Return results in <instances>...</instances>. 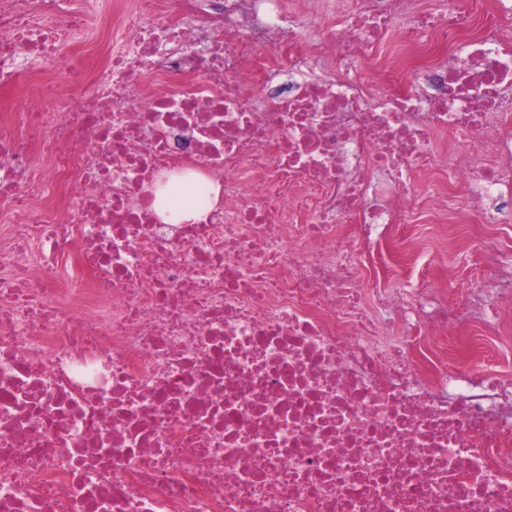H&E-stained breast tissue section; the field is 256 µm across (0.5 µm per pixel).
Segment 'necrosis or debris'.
<instances>
[{
  "label": "necrosis or debris",
  "instance_id": "obj_1",
  "mask_svg": "<svg viewBox=\"0 0 512 512\" xmlns=\"http://www.w3.org/2000/svg\"><path fill=\"white\" fill-rule=\"evenodd\" d=\"M400 6L336 0L323 38L285 0H133L86 66L87 0H0V87L51 66L0 128V512H512L487 355L512 265L487 258L499 302L463 316L390 284L419 204L512 223V0L484 37L436 0L380 55ZM187 174L201 218L166 223Z\"/></svg>",
  "mask_w": 512,
  "mask_h": 512
}]
</instances>
